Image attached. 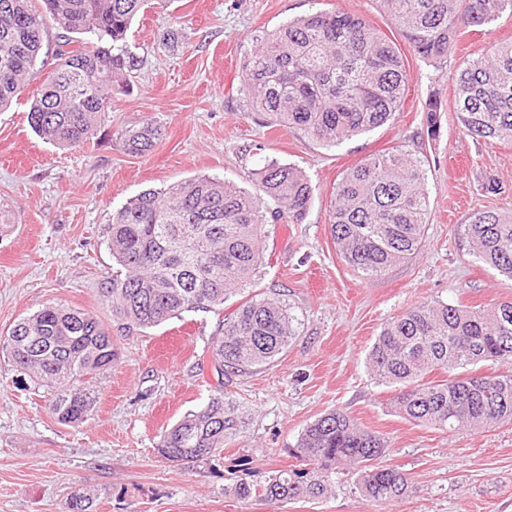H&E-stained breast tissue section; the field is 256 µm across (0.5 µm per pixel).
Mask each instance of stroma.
Instances as JSON below:
<instances>
[{
  "mask_svg": "<svg viewBox=\"0 0 512 512\" xmlns=\"http://www.w3.org/2000/svg\"><path fill=\"white\" fill-rule=\"evenodd\" d=\"M319 10L359 16L395 42L406 70L405 102L393 121L326 147L296 129L271 126L240 93L241 63L261 32ZM177 38L159 49L163 32ZM59 32L48 28L17 101L0 112V336L47 303L109 321L99 292L111 274L112 215L141 191L209 175L254 190L269 161L301 169L314 188L300 224L266 221L264 257L246 295L280 299L296 334L267 365L226 377L224 395L240 406L243 429L220 460L183 468L157 445L185 413L207 404L208 340L219 314L186 312L116 340L99 398L77 427L57 422L44 389L0 353V512H62L94 488V512H512V423L446 431L404 418L395 389L371 373L368 353L383 326L420 303L490 308L512 301V281L470 253L466 235L483 210L512 211V142L469 136L453 101L460 69L494 43L512 42V13L462 29L447 58L420 57L379 0H148L127 35L140 66L95 138L62 148L28 122L31 103L56 65ZM437 101V132L425 107ZM152 123L151 152H126L123 134ZM401 147L427 170L430 213L422 251L366 280L341 257L330 233L331 199L343 173ZM496 181L499 193L485 189ZM340 409L388 442L379 463L409 473L414 486L390 503L364 497L356 475L329 477L319 498L269 503L234 496L231 473L253 457L252 483L298 468L292 450L316 419Z\"/></svg>",
  "mask_w": 512,
  "mask_h": 512,
  "instance_id": "1",
  "label": "stroma"
}]
</instances>
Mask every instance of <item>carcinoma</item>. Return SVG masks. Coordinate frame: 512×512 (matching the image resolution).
Returning <instances> with one entry per match:
<instances>
[{
  "instance_id": "1",
  "label": "carcinoma",
  "mask_w": 512,
  "mask_h": 512,
  "mask_svg": "<svg viewBox=\"0 0 512 512\" xmlns=\"http://www.w3.org/2000/svg\"><path fill=\"white\" fill-rule=\"evenodd\" d=\"M0 0V111L24 88L44 30L62 31L58 63L31 104V127L42 139L75 147L97 134L112 109V88L136 67L126 34L145 0ZM413 50L448 56L462 27L495 21L512 0H380ZM73 34H88L85 45ZM241 93L254 112L337 146L392 120L406 87L404 62L393 41L348 13L319 11L264 33L242 62ZM454 106L464 130L493 145L512 140V44H497L470 60L457 77ZM148 123L123 135L135 156L151 150ZM313 198L307 176L277 161L258 170L255 191L209 175L167 189H148L112 214V275L100 293L110 324L79 309L46 303L19 319L0 350L13 367L47 390L48 409L68 426L84 422L98 399L95 382L112 368V331L127 336L184 312L211 311L252 278L261 263L266 217L300 224ZM430 201L423 161L396 147L347 170L331 205V234L344 261L376 278L423 247ZM473 255L512 279V214L481 211L468 224ZM294 315L262 293L224 317L210 336L213 394L163 436L158 453L182 467L222 455L239 427V406L224 400V376L267 364L294 335ZM379 382L397 388L399 412L438 429H484L512 422V375H475L484 361L512 364V301L492 308L422 303L384 325L368 354ZM448 378L427 381L436 369ZM388 442L334 409L300 435L293 455L302 468L281 470L255 488L254 460L234 465V493L273 502L319 497L329 474L351 468L368 498L390 502L412 487L408 473L381 468ZM94 496L76 492L65 512H93Z\"/></svg>"
}]
</instances>
